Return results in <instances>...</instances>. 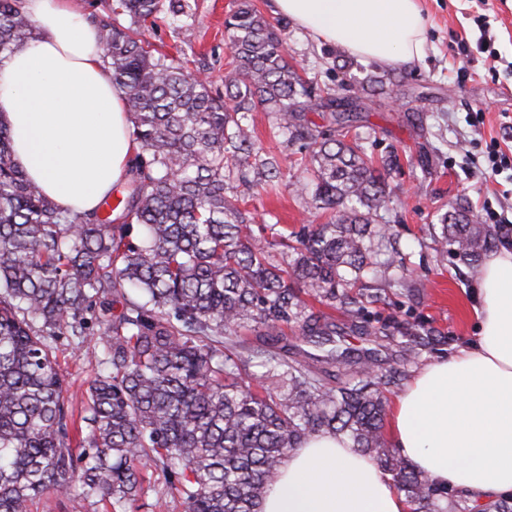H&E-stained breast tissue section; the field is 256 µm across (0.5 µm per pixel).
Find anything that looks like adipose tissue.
Instances as JSON below:
<instances>
[{
  "label": "adipose tissue",
  "mask_w": 512,
  "mask_h": 512,
  "mask_svg": "<svg viewBox=\"0 0 512 512\" xmlns=\"http://www.w3.org/2000/svg\"><path fill=\"white\" fill-rule=\"evenodd\" d=\"M314 38L368 61L422 59L419 0H272ZM38 36L0 59L12 159L64 211H95L139 151L97 28L71 0H26ZM474 343L424 367L395 397L392 447L433 484L485 505L512 496V252L478 273ZM263 512H409L393 480L339 436H310L270 483Z\"/></svg>",
  "instance_id": "ef3b65f1"
}]
</instances>
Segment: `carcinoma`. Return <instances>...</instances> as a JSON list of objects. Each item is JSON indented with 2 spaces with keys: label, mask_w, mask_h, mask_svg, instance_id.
Instances as JSON below:
<instances>
[{
  "label": "carcinoma",
  "mask_w": 512,
  "mask_h": 512,
  "mask_svg": "<svg viewBox=\"0 0 512 512\" xmlns=\"http://www.w3.org/2000/svg\"><path fill=\"white\" fill-rule=\"evenodd\" d=\"M112 14L97 26L102 59L125 91L140 147L132 179L113 189L114 209L60 211L12 162L0 122V512H30L36 498L75 488L128 512L145 468L166 476L186 512H261L289 453L316 433L371 455L412 512H485L388 447L384 389L401 371L377 373L369 350L354 361L337 352L336 324L302 298L359 320L350 289L363 278L396 266L389 282L407 287L386 220L385 172L397 158L378 169L364 136L336 133L365 111L361 91L373 77L334 90L304 79L286 56L285 24L243 0L226 21L231 62L220 96L144 39L159 19L189 26L187 0H114ZM37 35L25 0H0V56ZM258 105L275 132L315 145L298 162L297 191L330 213L280 236L276 252L253 233L251 212L225 196L231 182L250 191L284 176L256 148L249 114ZM308 112L329 115L327 128H312ZM501 231L477 223L461 198L432 238L441 258L474 265ZM289 323L345 380L288 357ZM241 329L260 340L245 356L232 340ZM403 336L423 347L447 340L411 327ZM62 338L75 350L95 342L108 366L89 382L79 439L56 359Z\"/></svg>",
  "instance_id": "obj_1"
}]
</instances>
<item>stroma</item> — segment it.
<instances>
[{"mask_svg":"<svg viewBox=\"0 0 512 512\" xmlns=\"http://www.w3.org/2000/svg\"><path fill=\"white\" fill-rule=\"evenodd\" d=\"M194 15L190 29L157 22L146 33L153 48L169 53L189 71L204 70L215 91L224 89L229 60L224 21L236 0H188ZM427 19V44L421 60L387 66L349 56L340 48L314 39L296 24L284 32L291 62L303 68L314 83H336L368 75L380 77L384 93L368 96L361 123L369 137L366 149L375 160L397 154L399 164L388 178L391 219L399 248L416 283L413 290L384 288L368 304L391 326L419 324L447 336V344L420 349L418 360L404 364L400 336L370 343L339 311L318 304L314 310L335 322L339 349L372 350L377 372L396 367L411 380L423 366L448 357L470 344L477 334L475 314L478 271L450 258L441 259L430 243L440 205L466 198L474 214L490 207L512 220V185L484 177L486 144L497 138L512 146V0H420ZM486 16L489 34L503 61L489 68L483 55L459 53L458 39L474 31L473 20ZM256 145L275 155L285 177L276 190L255 189L241 197L227 189L229 200L240 201L255 217L256 235L277 241L280 234L325 222L322 211L310 208L294 185L299 170L294 160L310 155V147L274 136L262 109L252 113ZM431 157L429 172L418 165L420 155ZM58 360L68 381L69 409L80 414L89 381L99 371V354L92 346L72 350L59 343Z\"/></svg>","mask_w":512,"mask_h":512,"instance_id":"1","label":"stroma"}]
</instances>
